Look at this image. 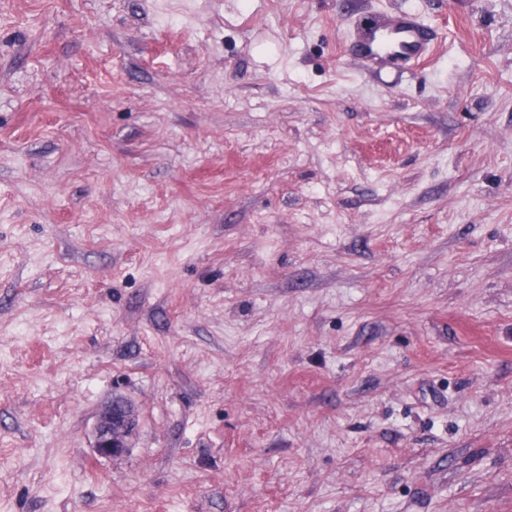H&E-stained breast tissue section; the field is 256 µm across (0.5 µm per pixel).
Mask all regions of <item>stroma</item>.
<instances>
[{
  "label": "stroma",
  "mask_w": 512,
  "mask_h": 512,
  "mask_svg": "<svg viewBox=\"0 0 512 512\" xmlns=\"http://www.w3.org/2000/svg\"><path fill=\"white\" fill-rule=\"evenodd\" d=\"M0 512H512V0H0ZM433 34L418 17L398 10L370 13L360 20L352 39L354 55L366 67L379 70L425 57ZM135 422L132 409L123 401L113 400L98 414L94 452L105 458L123 456L129 449V438L135 428Z\"/></svg>",
  "instance_id": "obj_1"
}]
</instances>
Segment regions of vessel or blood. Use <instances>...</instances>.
Wrapping results in <instances>:
<instances>
[{"instance_id":"vessel-or-blood-1","label":"vessel or blood","mask_w":512,"mask_h":512,"mask_svg":"<svg viewBox=\"0 0 512 512\" xmlns=\"http://www.w3.org/2000/svg\"><path fill=\"white\" fill-rule=\"evenodd\" d=\"M433 34L409 11L372 13L360 20L352 39L356 58L366 67L381 70L425 57Z\"/></svg>"}]
</instances>
